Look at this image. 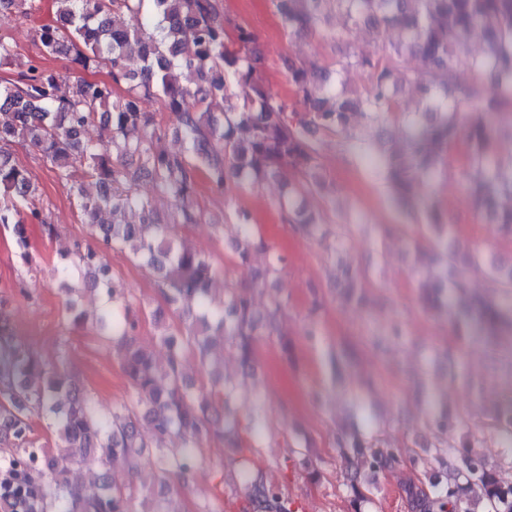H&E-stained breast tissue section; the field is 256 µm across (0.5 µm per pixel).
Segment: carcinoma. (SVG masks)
<instances>
[{"instance_id":"1","label":"carcinoma","mask_w":512,"mask_h":512,"mask_svg":"<svg viewBox=\"0 0 512 512\" xmlns=\"http://www.w3.org/2000/svg\"><path fill=\"white\" fill-rule=\"evenodd\" d=\"M35 0H0V11L14 12L26 22ZM50 24L33 29L39 55L16 77L0 84V225L10 226L21 251L29 247L26 223L40 220L37 188L27 170L12 158L10 147L26 143L39 151L70 185L78 206L98 234V247L75 243L64 250V275H81L105 297L95 317L103 336L112 337L121 367L133 393L128 401L102 411L90 393L62 368L48 365L15 342L13 324L0 309V512H135L134 487H115L109 471L116 464L138 469L145 449L154 451L162 480L186 474L197 466L193 449L216 438L233 453L249 485L240 512H297L298 505L283 489L264 477L244 452L254 453L249 427L224 419V406L235 385L214 374L221 362L213 353L215 338L237 348L242 368L253 370L257 336L273 326L286 303L270 297L265 315L255 312L246 287L214 303L215 269L210 257L182 246L177 231L200 223L195 202L198 182L206 179L226 195L245 185L256 186L294 174L282 219L302 237L320 236L336 250L342 241L321 218L294 204V198L325 188L320 173L316 132L341 139L346 149L364 142L363 128L378 130L383 178L394 197L409 203L415 188L433 176L458 143L467 147L464 170L475 202L496 232L512 237V159L502 160L490 145L499 123L512 115V0H274L276 14L288 36L344 41L360 26L377 39L370 53L348 51L333 62L335 75L350 69L369 74L370 81L350 95L325 89V68L292 52L281 68L295 88L288 102L266 88L265 60L253 30L228 14L219 0H55ZM146 15L129 28L117 17ZM398 37L388 36L389 31ZM482 33L488 52L474 59L481 78L462 83L458 62L470 53L474 31ZM140 46L139 67L126 49ZM66 55L84 68L107 70L106 80H76L62 89L64 77L44 67L47 57ZM421 67L405 65L407 56ZM188 74L194 82L186 84ZM499 89L477 118L463 122L462 103L480 105L485 80ZM403 85H417L423 103L414 112L401 111L396 97ZM157 97L185 142L179 152L159 146L167 126L140 102ZM221 101V112L213 111ZM403 118L407 132L398 142L386 137L391 115ZM103 117L104 133L96 142L82 139L84 128ZM153 178L160 193L173 203L169 222L155 218L150 204L134 197L140 176ZM97 181L91 195L81 178ZM136 204L139 223H97L107 211L115 216ZM421 239L444 250L450 276L418 278L424 307L448 316L453 328L472 333L479 325L493 331L512 325V263L482 265L473 259L461 266L448 247L450 225L437 209L421 213ZM242 237L235 250L239 265L249 266L252 253L268 254L261 270L250 271L251 284L273 280L286 258L259 231L252 215L236 211ZM128 249L155 276L160 297L178 313L180 325L155 320L166 347L164 369L138 341L145 308L119 287L105 259L111 250ZM485 268L488 282L503 304H488L469 294V278ZM365 278L345 274L341 297L365 300ZM196 354L206 374L197 390L184 375L185 355ZM53 420L55 445L35 437L32 418ZM425 424L438 438L437 460L445 480L412 473L401 485L410 512H512V500L500 479L478 454L456 456L447 447L448 434L461 422L430 414ZM486 428L512 443V413L492 412ZM176 433L185 449L167 448L162 441ZM336 448L362 456L371 471L404 466L400 451L379 434L343 431ZM95 455L104 473L92 484L65 477L70 467Z\"/></svg>"}]
</instances>
